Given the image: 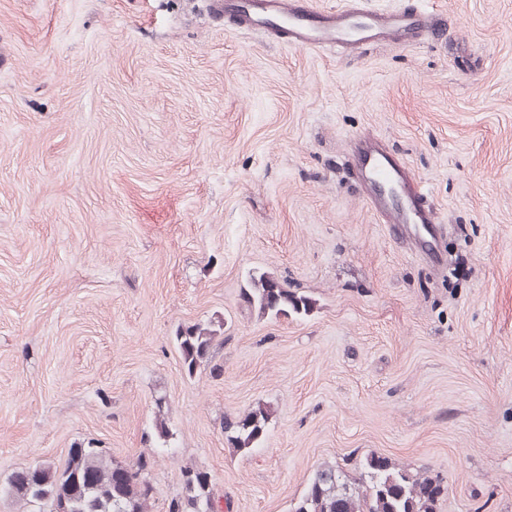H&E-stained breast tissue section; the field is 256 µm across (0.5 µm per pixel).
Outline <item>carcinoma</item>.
Segmentation results:
<instances>
[{"instance_id":"carcinoma-1","label":"carcinoma","mask_w":512,"mask_h":512,"mask_svg":"<svg viewBox=\"0 0 512 512\" xmlns=\"http://www.w3.org/2000/svg\"><path fill=\"white\" fill-rule=\"evenodd\" d=\"M244 298L257 315L276 317L290 311H309V300L291 292L268 272L249 275ZM223 323L210 320L180 329L175 341L188 374L210 365L213 347L223 335ZM270 410L257 406L233 429L224 433L232 449L247 453L257 447L265 434ZM151 458L142 456L136 464L123 465L102 449L89 446L69 458L64 467L38 463L35 471L24 470L9 481L7 493L23 512H148L154 488L147 487ZM439 476L412 473L383 457L365 459L356 476L334 465L317 471L293 512H437L443 496ZM208 478L199 468L183 471L182 490L169 505V512H224L230 502H221Z\"/></svg>"}]
</instances>
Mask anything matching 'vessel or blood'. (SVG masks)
I'll return each mask as SVG.
<instances>
[{
	"instance_id": "obj_1",
	"label": "vessel or blood",
	"mask_w": 512,
	"mask_h": 512,
	"mask_svg": "<svg viewBox=\"0 0 512 512\" xmlns=\"http://www.w3.org/2000/svg\"><path fill=\"white\" fill-rule=\"evenodd\" d=\"M224 14L240 28L267 37L288 38L317 51H362L395 38H410L430 29L441 40L444 20L426 12L397 11L380 14L362 0L337 10H322L312 0H224ZM348 163L353 179L369 209L384 223L413 235L415 225L430 227L436 239L414 243L431 267L447 263L438 243L443 228L438 223L425 181L391 151L382 139L362 135L350 144Z\"/></svg>"
}]
</instances>
